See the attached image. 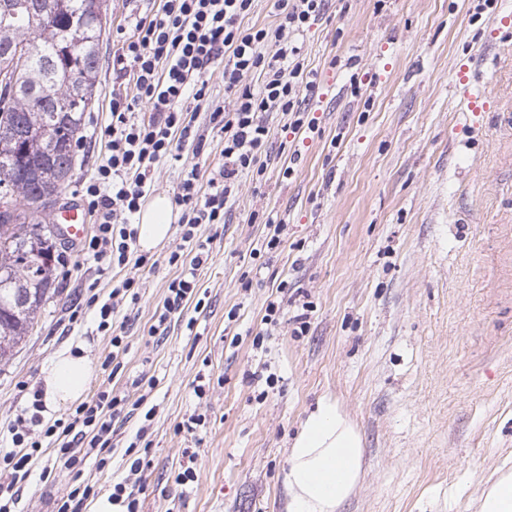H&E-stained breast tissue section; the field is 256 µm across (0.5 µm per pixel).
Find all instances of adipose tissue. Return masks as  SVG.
Returning <instances> with one entry per match:
<instances>
[{
  "mask_svg": "<svg viewBox=\"0 0 512 512\" xmlns=\"http://www.w3.org/2000/svg\"><path fill=\"white\" fill-rule=\"evenodd\" d=\"M172 204L168 197L153 200L138 226L145 250L168 241ZM92 377L87 356L62 351L43 372L45 394L51 408L82 398ZM363 442L352 420L335 400H321L301 424L290 448L283 483L288 512H339L362 479Z\"/></svg>",
  "mask_w": 512,
  "mask_h": 512,
  "instance_id": "obj_1",
  "label": "adipose tissue"
}]
</instances>
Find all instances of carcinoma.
Masks as SVG:
<instances>
[{"label":"carcinoma","mask_w":512,"mask_h":512,"mask_svg":"<svg viewBox=\"0 0 512 512\" xmlns=\"http://www.w3.org/2000/svg\"><path fill=\"white\" fill-rule=\"evenodd\" d=\"M44 0H0V64L14 62L16 83L0 85V195L20 209L18 220L0 221V363L13 356L33 329L37 312L53 284L52 263L37 253L54 250L44 224L32 219L47 214L71 178L73 144L82 138L84 112L92 102L100 64L103 26L85 31L87 0H62L55 17L41 19ZM27 47L13 61L8 50ZM41 94L40 108L29 92ZM76 95L72 112H56L60 98Z\"/></svg>","instance_id":"carcinoma-1"}]
</instances>
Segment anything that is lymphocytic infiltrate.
<instances>
[{"mask_svg":"<svg viewBox=\"0 0 512 512\" xmlns=\"http://www.w3.org/2000/svg\"><path fill=\"white\" fill-rule=\"evenodd\" d=\"M253 0H164L161 11L136 18L134 34L123 39L113 65L117 77L132 76V97L113 98L111 123L103 131L108 154L92 179L83 182L82 195L96 216L97 231L85 252L97 263L123 266L128 261L147 265L146 255H134L138 230L132 218L147 200L151 173L179 161L183 150L200 151L204 136L191 115L206 110L211 128L224 135L221 163L207 184L196 170L185 172L173 202L180 211L179 247L168 263L177 270L168 294L154 314L149 336L165 335L172 313L198 295L200 271L209 259V240L201 238L203 224L226 223L239 197L243 179L262 182L272 155L270 129L264 114L287 116L291 132H316L306 106L314 94L312 79L301 49L288 39L322 18L325 0H274L278 25H245ZM223 63L224 89L229 104L210 99L204 71ZM149 104V119L138 118L140 104ZM42 389H35L31 409L21 410L7 426L11 447L0 448V512L16 503L17 485L30 475L28 463L42 439L66 437L60 454L66 465L78 458L73 443L90 449L110 447L112 420L125 405L124 398L100 392L95 400L80 403L67 417L45 423L40 415Z\"/></svg>","mask_w":512,"mask_h":512,"instance_id":"f902f5d3","label":"lymphocytic infiltrate"}]
</instances>
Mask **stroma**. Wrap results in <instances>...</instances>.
<instances>
[{
	"label": "stroma",
	"mask_w": 512,
	"mask_h": 512,
	"mask_svg": "<svg viewBox=\"0 0 512 512\" xmlns=\"http://www.w3.org/2000/svg\"><path fill=\"white\" fill-rule=\"evenodd\" d=\"M107 2L95 97L60 194L67 204L80 202L107 152L113 94L129 89L112 73L116 32L160 7ZM508 14L512 0H327L296 37L317 77L309 109L321 134L283 132L281 113L266 114L270 148L294 172L270 165L265 185L242 182L228 224L200 226L212 239L199 277L205 306H186L163 337L148 329L176 275L167 258L179 234L154 249L152 270H104L82 244H58L69 276L55 280L37 325L0 363V426L67 348L91 361L86 399L111 390L132 403L150 378L155 413L144 432L139 415L116 418L105 463L92 456L77 471L60 461L58 441L43 439L15 512H54L78 481L111 493L139 457L150 462L143 512H287L288 450L324 397L363 441L364 473L341 512H480L486 481L512 471V36L497 25ZM463 67L487 111H470L456 88ZM221 148L207 132L201 154L154 171L153 196H173L191 167L208 176ZM271 209L286 221L283 242L252 258L266 228L251 216ZM124 277L139 279L141 299L116 317L128 351L114 373L103 365L110 339L82 300H107ZM283 280L285 315L253 347ZM303 312L298 336L293 318ZM200 372L210 378L201 399ZM194 414L205 427L182 430ZM187 448L196 478L179 486Z\"/></svg>",
	"instance_id": "1"
}]
</instances>
